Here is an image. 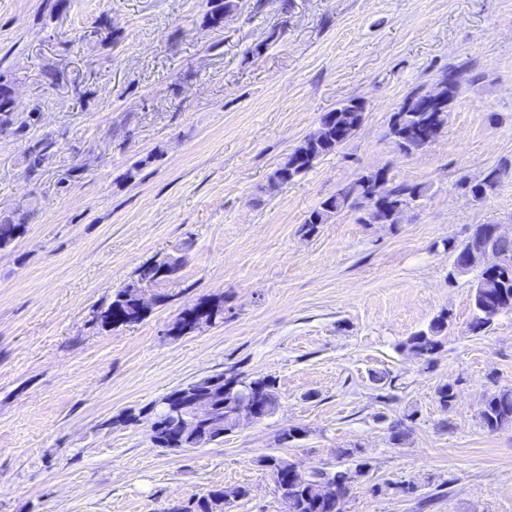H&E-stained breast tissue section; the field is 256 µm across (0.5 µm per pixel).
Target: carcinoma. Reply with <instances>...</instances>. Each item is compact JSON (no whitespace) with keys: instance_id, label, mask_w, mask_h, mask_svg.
<instances>
[{"instance_id":"carcinoma-1","label":"carcinoma","mask_w":512,"mask_h":512,"mask_svg":"<svg viewBox=\"0 0 512 512\" xmlns=\"http://www.w3.org/2000/svg\"><path fill=\"white\" fill-rule=\"evenodd\" d=\"M206 2L207 11L204 19L215 23L223 18L224 10L236 8V0H206ZM398 111L407 114V122L410 124H417L425 119L441 130L448 123L446 107L429 113L424 119L418 117L417 112L404 104L398 108ZM26 127L27 122L19 121L16 107L1 95L0 132L10 130L21 132ZM341 144L342 141L334 138L326 142L308 140L301 143L280 165V169L288 171V175L279 177L277 172H272L263 191L270 195L278 192L309 170L316 160L336 151ZM54 147L55 142L49 138L33 145L25 156L27 171L31 174L36 173ZM506 171L507 164L504 163L490 169L481 179L467 183L466 188L471 198L475 201L487 199L496 190L501 176ZM371 178V173H362L354 181L337 188L335 193L310 210L303 220L304 234L310 235L314 232L315 225L328 224L339 214L356 209L358 199L370 190ZM387 194L390 198L389 205L395 210L426 196V189L418 185L400 184L388 189ZM35 211L36 205L33 203L22 212L0 211V249L9 248L24 233ZM470 238L482 240L489 249L502 255V265L498 266L493 273L484 270L479 272L474 285L475 316L470 323V331L479 334L485 331L501 313L512 311V240H503L495 236L489 224L475 225ZM164 281L165 277L161 276V265L158 261L142 265L136 271L133 281L118 289L108 305L99 308L101 321L98 327L104 331H110L117 327L120 318L126 315L138 323L143 321L145 316L141 315L137 308V290L152 287ZM199 314L210 317L214 324L224 320V300L221 298L202 300L189 312L183 314L178 322L188 326ZM447 329L448 316L440 314L431 321L427 329L415 333L402 343L401 348L417 357L429 360L442 348ZM211 379L215 381L214 419L228 420L235 410V400L240 387L235 385V378L226 377L222 373L211 376ZM251 399L262 406L266 414H271L278 405L274 380L268 377L253 380ZM481 421L483 426L491 432L512 425V389L500 390L486 398L481 411ZM217 440L218 435L213 434L193 445L199 447ZM193 445L174 430L165 432L158 443L162 448H189ZM336 457L349 463V467H341L331 472L317 470L301 477L290 474L291 463L282 457L269 455L264 457L263 463L270 469L276 491L292 502V512H338L336 504L322 498L321 492L316 490V485L326 481L336 487L338 496L345 498L349 495L351 484L367 476L369 466L366 460L357 456L355 448H338ZM247 494L248 490L243 486L210 490L197 498L188 500L185 504L171 507V512H224L227 505Z\"/></svg>"}]
</instances>
